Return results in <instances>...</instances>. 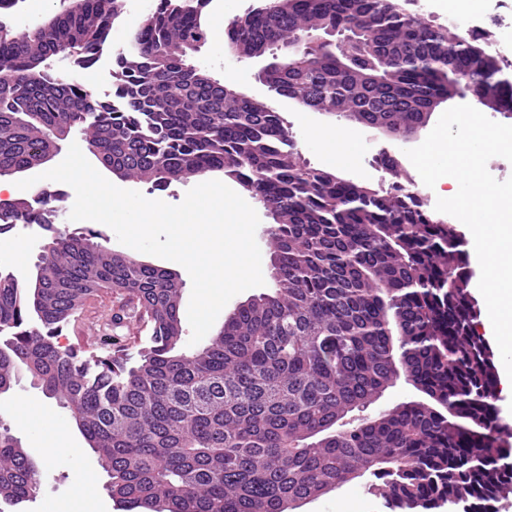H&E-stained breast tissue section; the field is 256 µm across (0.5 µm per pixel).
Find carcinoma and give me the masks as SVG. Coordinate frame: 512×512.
<instances>
[{"instance_id":"carcinoma-1","label":"carcinoma","mask_w":512,"mask_h":512,"mask_svg":"<svg viewBox=\"0 0 512 512\" xmlns=\"http://www.w3.org/2000/svg\"><path fill=\"white\" fill-rule=\"evenodd\" d=\"M209 2L160 0L115 61L110 101L47 60L67 50L90 68L124 0H82L23 38L0 21V176L41 166L75 127L124 180L220 172L273 219L271 291L185 350L178 275L53 226L54 194L37 187V216L25 199L0 204V234L35 217L50 232L31 279L0 273V332L11 331L0 394L24 370L68 408L123 512H286L365 475L381 512H499L512 448L464 239L409 191L310 166L279 113L187 64L208 39ZM227 42L244 58L287 50L264 72L276 93L398 142L462 90L512 118L497 60L393 0H267L230 23ZM102 291L137 299L151 332L137 356L115 334L122 307L98 351L57 344ZM401 378L422 398L362 415ZM39 483L0 430V504L33 499Z\"/></svg>"}]
</instances>
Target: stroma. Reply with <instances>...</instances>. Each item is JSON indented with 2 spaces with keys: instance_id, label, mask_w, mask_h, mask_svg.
I'll return each instance as SVG.
<instances>
[{
  "instance_id": "1",
  "label": "stroma",
  "mask_w": 512,
  "mask_h": 512,
  "mask_svg": "<svg viewBox=\"0 0 512 512\" xmlns=\"http://www.w3.org/2000/svg\"><path fill=\"white\" fill-rule=\"evenodd\" d=\"M157 4L158 0H125L128 15L113 24L107 43L93 67L79 68L73 65L68 53L61 52L50 58L52 70L69 81L92 85L100 99L111 98L112 59L128 50L136 19L152 14ZM282 56V50L278 49L258 58H241L229 51L225 38L216 36L191 53L187 62L246 96L265 101L279 112L299 152L311 166L336 172L357 183L376 186L391 183L392 175L378 169L374 158L385 150L403 156L404 144L390 140L377 129L348 122L333 114L301 108L258 81V72ZM314 126L329 128L341 136L352 138L351 153L335 155L325 152L310 136V129ZM49 187L60 194L55 204V227L72 232L89 229L98 231L103 236V245L114 250L120 249V242L108 226L94 221L70 220L75 200L73 189L56 181L50 182ZM23 400L45 403L50 412L49 421L43 423L32 420L28 424H21L17 417V407ZM0 423L5 424L11 434L20 440L41 471V482L35 498L7 508L6 512H121L106 490L105 472L86 446L67 410L56 400L45 398L40 386L28 373L19 372L13 389L0 394ZM56 434L65 435L77 447V454L46 457L42 444ZM368 483L369 479L365 476L352 480L307 503L298 512H379L378 501L367 492Z\"/></svg>"
}]
</instances>
